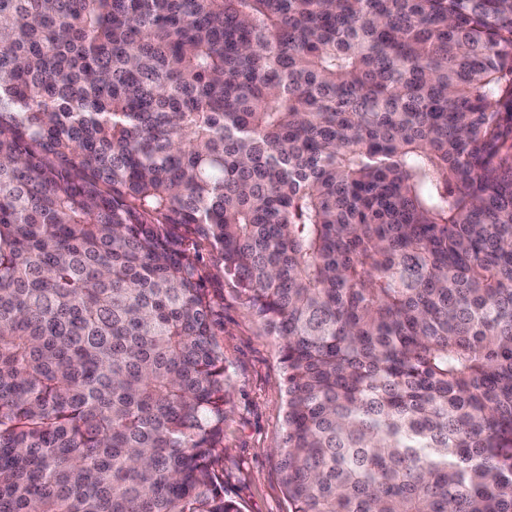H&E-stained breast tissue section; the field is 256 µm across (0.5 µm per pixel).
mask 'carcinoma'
Segmentation results:
<instances>
[{"label": "carcinoma", "mask_w": 512, "mask_h": 512, "mask_svg": "<svg viewBox=\"0 0 512 512\" xmlns=\"http://www.w3.org/2000/svg\"><path fill=\"white\" fill-rule=\"evenodd\" d=\"M512 512V0H0V512ZM211 274L209 286L224 298V334L217 339L232 399L224 438V493L240 503L242 512H289L276 465L284 432L278 342L248 313L234 283L215 268Z\"/></svg>", "instance_id": "1"}]
</instances>
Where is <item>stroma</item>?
<instances>
[{
    "instance_id": "1",
    "label": "stroma",
    "mask_w": 512,
    "mask_h": 512,
    "mask_svg": "<svg viewBox=\"0 0 512 512\" xmlns=\"http://www.w3.org/2000/svg\"><path fill=\"white\" fill-rule=\"evenodd\" d=\"M209 284L224 300V332L218 341L232 399L224 438V492L242 512H290L276 455L284 432L278 343L248 313L230 279L218 274Z\"/></svg>"
}]
</instances>
